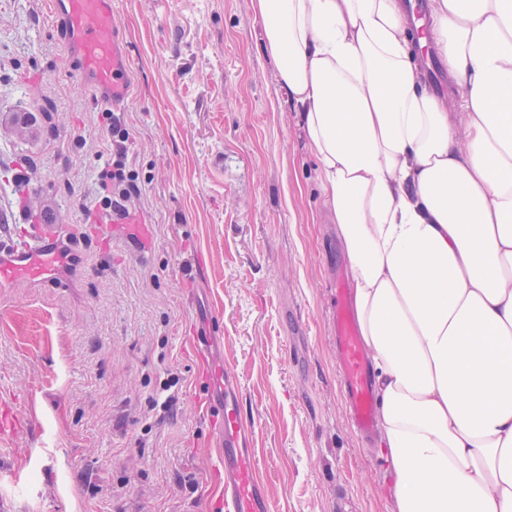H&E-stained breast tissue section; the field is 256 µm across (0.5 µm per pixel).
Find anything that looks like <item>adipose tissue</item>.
<instances>
[{
    "label": "adipose tissue",
    "mask_w": 512,
    "mask_h": 512,
    "mask_svg": "<svg viewBox=\"0 0 512 512\" xmlns=\"http://www.w3.org/2000/svg\"><path fill=\"white\" fill-rule=\"evenodd\" d=\"M318 162L375 370L396 512H512V0H251Z\"/></svg>",
    "instance_id": "adipose-tissue-1"
}]
</instances>
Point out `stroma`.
Listing matches in <instances>:
<instances>
[{
  "instance_id": "stroma-1",
  "label": "stroma",
  "mask_w": 512,
  "mask_h": 512,
  "mask_svg": "<svg viewBox=\"0 0 512 512\" xmlns=\"http://www.w3.org/2000/svg\"><path fill=\"white\" fill-rule=\"evenodd\" d=\"M112 24L147 250L87 220L104 106L47 0H0V222L18 237L52 219L76 251L61 283L0 290V512H215L190 346L212 317L278 512H394L336 376L330 285L347 259L251 0H112ZM173 373L170 410L152 411Z\"/></svg>"
}]
</instances>
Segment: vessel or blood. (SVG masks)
Returning <instances> with one entry per match:
<instances>
[{
  "mask_svg": "<svg viewBox=\"0 0 512 512\" xmlns=\"http://www.w3.org/2000/svg\"><path fill=\"white\" fill-rule=\"evenodd\" d=\"M49 16L60 41L73 56L81 83L100 101L117 107L129 97V54L112 28V0H49ZM73 264V256L55 235L31 228L26 239L0 237V288L27 280L56 283ZM332 322L336 363L351 423L358 436L369 437L377 422V400L370 357L359 336L344 279L336 281ZM214 336H194L193 345L205 364L210 392L206 411L223 466L216 499L222 512H277L255 465V428L242 414L235 379L211 359Z\"/></svg>",
  "mask_w": 512,
  "mask_h": 512,
  "instance_id": "b4317fda",
  "label": "vessel or blood"
}]
</instances>
